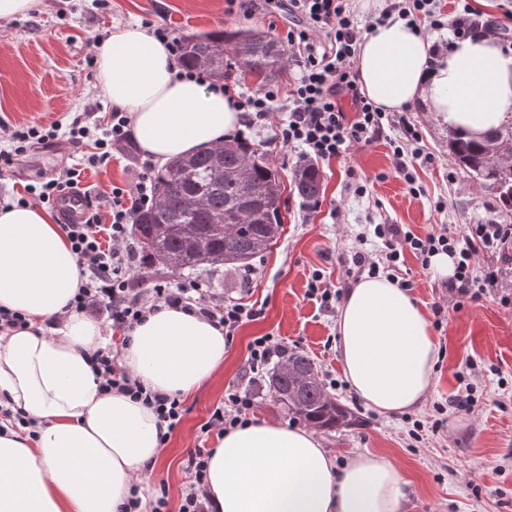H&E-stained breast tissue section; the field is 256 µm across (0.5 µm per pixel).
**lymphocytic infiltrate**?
I'll use <instances>...</instances> for the list:
<instances>
[{
	"mask_svg": "<svg viewBox=\"0 0 512 512\" xmlns=\"http://www.w3.org/2000/svg\"><path fill=\"white\" fill-rule=\"evenodd\" d=\"M432 4L433 0H388L380 17L386 20L395 16L415 27L426 24L438 31L446 26L433 18ZM287 10L286 40L297 67L288 95L280 96L275 85L248 91L228 79L221 84L246 127L275 124V142L295 151L302 165L328 162L386 139L395 173L408 185H415V162L423 154L418 125L410 113L381 111L358 89L354 60L369 23L355 18L351 0H287ZM282 109L288 113L286 120L275 122L276 112ZM131 140L130 118L118 109L109 112L104 121L85 112L67 124L47 128L1 125L0 171H11L29 162L32 154L62 143L84 148L87 165L100 167L107 165L114 153L124 151ZM81 176L79 166H66L40 175L26 184L25 191L28 198L52 207L62 195L80 191ZM154 182V165L148 160L139 162L127 186L113 187L104 197L106 214L90 212L84 222L64 225L63 230L83 279L69 309L104 312L117 335L115 341L91 355L99 389L129 396L151 409L159 421V441L164 444L181 423L186 408L180 395L151 390L126 366L122 352L132 341L130 333L135 325L163 308H175L206 318L230 341L241 327L260 319L263 311L242 299L224 297L208 281L143 266L132 227L137 212L155 202ZM373 236L380 243L379 249L373 254L354 252L347 278L356 280L384 271L409 291L415 283L402 275L406 253H413L426 267L431 257L443 252L455 260L447 288L459 303L479 302L496 290L502 304H512V293L502 288L506 280H512L511 224H469L462 229L435 224L422 235L403 224H378ZM287 355L284 340L276 334L266 333L249 342L240 379L227 386L223 400L199 428L198 446L188 453V481L178 512H213L205 483L211 455L206 443L210 437H223L225 432L249 423L257 404L252 384ZM481 373L477 364L466 362L457 374L465 384L464 395L450 405H435L433 419L414 420L410 437L419 442L425 434L442 432L447 410L471 413L483 400L477 384Z\"/></svg>",
	"mask_w": 512,
	"mask_h": 512,
	"instance_id": "1",
	"label": "lymphocytic infiltrate"
}]
</instances>
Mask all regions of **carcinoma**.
<instances>
[{
	"mask_svg": "<svg viewBox=\"0 0 512 512\" xmlns=\"http://www.w3.org/2000/svg\"><path fill=\"white\" fill-rule=\"evenodd\" d=\"M221 43L231 46L249 70L273 77L284 52L269 35L253 36L238 29L202 33L184 39L182 61L197 67ZM451 158L468 171L499 201L512 206V168L492 169L484 160V144L461 136L449 145ZM250 162L249 190L237 178L238 168ZM294 191L304 200H315L321 192L318 169L295 177ZM161 203L136 215L140 255L148 268L163 266L174 272L203 267L233 265L247 268L271 247L281 234V184L269 160L242 141L216 159L204 150L168 162L155 180ZM287 362L292 371H273L270 391L273 401L319 429H331L352 420V412L328 398L313 360L303 352H292Z\"/></svg>",
	"mask_w": 512,
	"mask_h": 512,
	"instance_id": "carcinoma-1",
	"label": "carcinoma"
}]
</instances>
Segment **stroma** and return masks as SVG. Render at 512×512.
<instances>
[{"label":"stroma","instance_id":"obj_1","mask_svg":"<svg viewBox=\"0 0 512 512\" xmlns=\"http://www.w3.org/2000/svg\"><path fill=\"white\" fill-rule=\"evenodd\" d=\"M147 20L168 24L186 37L252 29L282 41L288 31L286 12L244 18L227 14L225 0H39L27 17L0 20V124H50L80 112L110 111L96 80L92 40ZM410 111L424 150L433 157L415 165L419 193H411L396 176L390 149L379 141L319 164L322 193L316 209L292 189L295 152L274 144L273 127L247 130V141L266 155L281 178L284 224L278 241L249 268L223 266L198 273L226 297L243 296L264 303L265 309L263 318L243 326L227 344L217 377L185 400L188 412L166 444L160 475L150 483L154 492L167 487L170 512L178 510L185 460L200 425L240 376L249 342L269 332L281 336L289 349L307 353L321 379L336 380L334 400L358 416V423L319 432L336 464L366 453L391 457L409 479L403 512H512V393L497 386L498 378L512 377V305L503 306L493 293L480 302L449 308L441 328L433 329L443 352L428 399L412 410V418L425 419L434 404L463 394L456 374L466 358L498 372L486 377V397L473 414L449 413L444 433L417 443L410 439L403 415H381L354 392L338 347L331 342L337 315L306 295L313 270H321L333 283L344 276L357 234L366 235L367 248H375L373 225L404 224L419 234L433 224L461 227L492 220L512 225V209L452 164L451 132L421 103ZM82 160V150L70 146L42 152L25 174L1 178L0 192L22 188L38 173ZM132 163V152H123L108 167L86 169L82 183L95 194L110 192L130 181ZM359 184L365 193H356ZM439 200L446 204L440 212L434 209Z\"/></svg>","mask_w":512,"mask_h":512}]
</instances>
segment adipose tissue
I'll return each instance as SVG.
<instances>
[{"instance_id": "obj_1", "label": "adipose tissue", "mask_w": 512, "mask_h": 512, "mask_svg": "<svg viewBox=\"0 0 512 512\" xmlns=\"http://www.w3.org/2000/svg\"><path fill=\"white\" fill-rule=\"evenodd\" d=\"M362 93L385 112L414 102L448 129L481 139L512 121V54L482 33L434 55L402 20L375 25L356 58ZM107 99L128 112L141 150L163 161L216 146L240 127L220 88L176 77L164 43L136 28L113 34L96 58ZM81 285L77 259L53 215L28 203L0 207V308L25 314L26 329L0 335V393L39 426L37 438L0 431V512H116L163 450L143 404L99 391L89 363L100 326L67 311ZM65 318L53 333L44 323ZM344 372L378 413L424 405L439 360L422 305L384 275L347 292L336 320ZM123 359L153 390L189 396L224 366L226 343L207 320L165 308L135 326ZM217 512H401L408 480L390 457L360 455L335 466L311 430L274 419L219 439L207 467Z\"/></svg>"}]
</instances>
